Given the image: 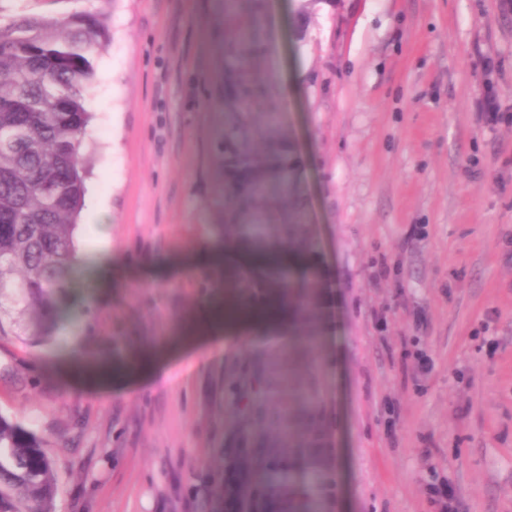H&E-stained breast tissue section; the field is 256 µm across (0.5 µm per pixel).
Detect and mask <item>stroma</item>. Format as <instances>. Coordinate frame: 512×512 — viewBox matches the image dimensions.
Here are the masks:
<instances>
[{
    "label": "stroma",
    "mask_w": 512,
    "mask_h": 512,
    "mask_svg": "<svg viewBox=\"0 0 512 512\" xmlns=\"http://www.w3.org/2000/svg\"><path fill=\"white\" fill-rule=\"evenodd\" d=\"M257 72L296 149L326 311L307 360L262 335L193 341L218 238L212 143L222 0H108L77 275L49 335L0 320V413L55 460L56 512H194L236 449L321 402L335 494L312 512H512V0H264ZM498 113L496 123L484 115ZM186 347L146 382L77 389L54 366ZM433 368L417 375L418 354ZM239 383L238 397L228 387ZM274 417L245 429L237 399Z\"/></svg>",
    "instance_id": "1"
}]
</instances>
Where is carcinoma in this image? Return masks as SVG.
<instances>
[{"label": "carcinoma", "instance_id": "cac0c4a2", "mask_svg": "<svg viewBox=\"0 0 512 512\" xmlns=\"http://www.w3.org/2000/svg\"><path fill=\"white\" fill-rule=\"evenodd\" d=\"M0 5V295L18 290L22 312L56 320L58 294L78 271L75 231L86 194L87 127L95 77L94 59L108 40V17L74 9L49 21L32 11V0ZM258 0H224L229 32L224 45L221 92L210 100L224 112L212 149L219 179L221 231L247 235L261 247L266 227L279 225L283 240L311 250L298 239L303 220L291 140L276 115L266 113L268 146H252L254 116L263 91L251 71ZM298 254H286L266 277L288 298L281 317L295 316L291 335L309 349L319 333L322 293L315 273ZM261 266L240 273V289L261 290ZM245 425L259 428L268 418L261 400L242 407ZM322 429L308 414L298 436L288 432L263 454L239 452L224 475V512H306L299 497L293 460L300 458L313 487L331 493L322 472ZM58 481L52 457L33 431L0 414V512H55Z\"/></svg>", "mask_w": 512, "mask_h": 512}]
</instances>
